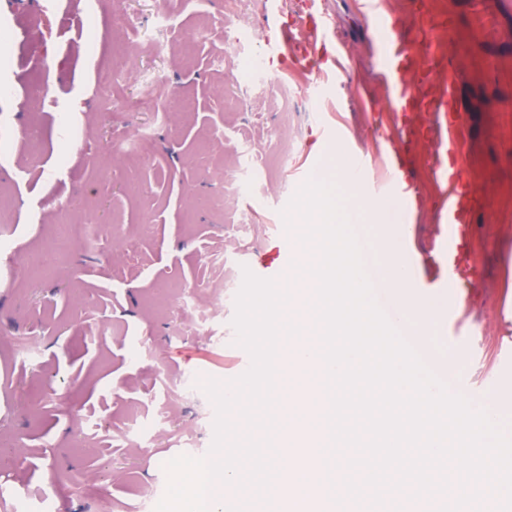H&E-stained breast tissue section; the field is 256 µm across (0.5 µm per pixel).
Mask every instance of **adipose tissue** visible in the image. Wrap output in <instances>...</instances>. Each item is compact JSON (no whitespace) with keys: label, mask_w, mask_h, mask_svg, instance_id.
<instances>
[{"label":"adipose tissue","mask_w":512,"mask_h":512,"mask_svg":"<svg viewBox=\"0 0 512 512\" xmlns=\"http://www.w3.org/2000/svg\"><path fill=\"white\" fill-rule=\"evenodd\" d=\"M404 239L398 235L384 238L379 254L381 271L387 287L396 291L397 301L402 312L414 315L421 320H429L431 314L440 312L439 303L420 298L413 290L407 269V259L402 254Z\"/></svg>","instance_id":"ef3b65f1"}]
</instances>
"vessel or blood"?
<instances>
[{"mask_svg": "<svg viewBox=\"0 0 512 512\" xmlns=\"http://www.w3.org/2000/svg\"><path fill=\"white\" fill-rule=\"evenodd\" d=\"M381 2L361 0V8L365 21L377 34L374 67L386 88L387 105L397 117L396 127L402 136L388 144L384 155L371 159L364 156L351 158V171L358 181L375 182L377 193L399 198L404 213H411L416 204L411 173L420 158L422 145L432 143L434 152L430 157L429 177L439 187L444 205L441 241L432 260L439 265L440 284L446 289L442 305L452 321L453 331L469 336L473 333L472 328L457 322L456 315L463 301V290L469 284L462 253L476 198L460 165L464 136L456 108L457 83L451 67L436 53L432 41L427 38L439 22L425 11L423 0H408V12L403 18L383 12ZM406 19L426 37L423 49L414 56L409 55L397 33ZM333 36L334 21L326 13L321 16L320 26L311 27L307 36L278 29L266 38L268 59L279 62L288 55L295 69L303 70L311 47ZM348 70L343 55H336L328 73L319 74L311 82L312 96L327 99L330 77L344 79ZM363 260L377 303L426 365L451 392L466 396L474 408L494 413V391H478L457 371L440 368L428 348L426 337L420 336L410 318L399 313L384 285L382 273L375 270L374 252L364 251Z\"/></svg>", "mask_w": 512, "mask_h": 512, "instance_id": "1", "label": "vessel or blood"}]
</instances>
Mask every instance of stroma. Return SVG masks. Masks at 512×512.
I'll return each instance as SVG.
<instances>
[{
  "label": "stroma",
  "mask_w": 512,
  "mask_h": 512,
  "mask_svg": "<svg viewBox=\"0 0 512 512\" xmlns=\"http://www.w3.org/2000/svg\"><path fill=\"white\" fill-rule=\"evenodd\" d=\"M465 132L462 167L479 200L468 260L478 277L453 336L427 327L472 386L502 387L512 341V8L482 35L472 0H437ZM335 20L351 64L334 93L307 86L326 65L317 47L301 75L269 63L265 37L308 29L301 0H0V512L37 504L55 479V512H136L166 461L208 454L215 408L206 378L250 366L236 345L235 298L205 264L249 267L292 288L274 259L283 210L300 187L266 168L277 148L336 182V156L378 155L392 136L373 32L359 0H317ZM241 30L246 54L225 33ZM337 123L341 140L318 136ZM419 209L406 235L434 301L441 199L413 172ZM228 197L249 228L225 222ZM74 223L100 233L78 240ZM205 303L193 327L180 302ZM29 336L33 349L14 339Z\"/></svg>",
  "instance_id": "obj_1"
}]
</instances>
